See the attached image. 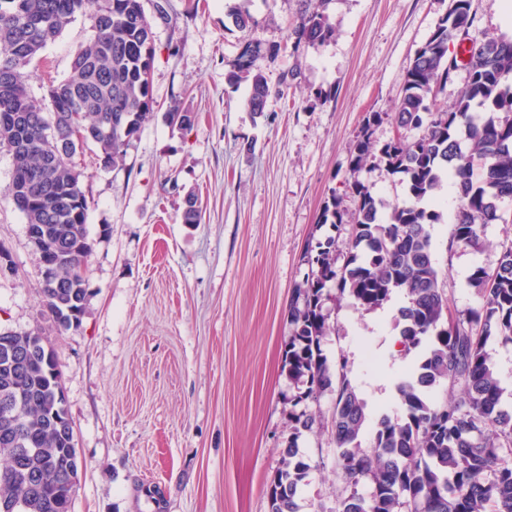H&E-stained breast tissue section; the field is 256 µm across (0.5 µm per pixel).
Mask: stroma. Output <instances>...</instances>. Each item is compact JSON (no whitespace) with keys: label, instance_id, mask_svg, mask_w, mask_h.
Instances as JSON below:
<instances>
[{"label":"stroma","instance_id":"35a3bbf8","mask_svg":"<svg viewBox=\"0 0 512 512\" xmlns=\"http://www.w3.org/2000/svg\"><path fill=\"white\" fill-rule=\"evenodd\" d=\"M143 0L153 20L154 116L122 162L105 167L84 151L89 297L79 327L61 330L43 307L38 260L23 214L7 199L12 160L0 149V331L41 328L62 372L81 471L72 512H269L265 484L282 465L290 382L282 355L288 307L303 278L309 244L332 234L318 223L325 201L355 209L344 183L358 177L373 194L403 203L407 187L380 155L351 173L353 140L369 113L375 144L396 132L389 114L402 96L415 52L449 0ZM318 8L335 34L292 52L299 14ZM255 23L235 27L231 9ZM93 35L79 13L30 66L29 89L47 99ZM260 45L252 73L286 86L264 112L243 102L249 80L226 74L244 43ZM193 127H171L173 107ZM201 209L182 221L187 195ZM485 225L482 249L449 247L452 223L430 227L435 266L451 306L479 308L468 284L493 270L512 245V199ZM331 333L323 348L343 357L373 414L402 417L385 397L414 355L392 354L387 309L365 311L345 295L324 306ZM299 452L312 466L300 512H336L342 491L330 432Z\"/></svg>","mask_w":512,"mask_h":512}]
</instances>
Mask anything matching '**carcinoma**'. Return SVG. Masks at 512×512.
Here are the masks:
<instances>
[{
    "mask_svg": "<svg viewBox=\"0 0 512 512\" xmlns=\"http://www.w3.org/2000/svg\"><path fill=\"white\" fill-rule=\"evenodd\" d=\"M89 12L94 34L73 58L70 74L48 91L56 111L29 91L30 65L78 13ZM475 16L470 0H449L448 12L418 49L407 69L403 94L389 114L399 130L416 132L384 143L379 153L387 170L403 176L408 200L391 204L354 178L345 182L355 202L349 256L336 266V237L308 246V270L295 288L288 318L293 326L282 369L294 392L288 396V441L283 464L267 484L269 512H298L296 496L312 466L298 454L299 440L323 428L308 412L328 387L336 400L329 427L337 450V477L344 497L341 512H512V406L489 352L494 341L512 343V245L497 267L477 268L468 284L482 299L466 314L449 305L433 261L429 226L442 215L429 207L450 181L459 207L448 249L481 247V227L501 219V202L512 198V39L480 40L471 34ZM334 34L327 16L307 10L290 33L292 49L314 47ZM465 50L467 82L453 105L435 107L458 69L448 43ZM260 46L247 43L231 64L228 80L250 75ZM155 56L154 33L142 0H0V70L12 76L0 89V147L12 156L11 183L29 200L17 209L35 227L48 251L36 257L54 265L55 281L42 288L46 312L61 329L85 313L88 280L75 275L91 252L86 232L88 199L84 175L73 157L94 148L113 165L126 155L153 110L146 72ZM252 76V75H250ZM260 74L252 76L247 105L265 110L268 99L284 95ZM170 124L193 125L179 107L167 113ZM365 118L350 151V168L359 172L375 148ZM487 160L474 175V159ZM39 173V182L30 175ZM318 223L340 232L344 210L331 195ZM349 293L366 311L394 297L400 345L415 351V372L397 386L406 407L403 421L380 417L369 446L362 430L366 405L348 378L346 364L332 362L322 348L330 325L323 313L331 289ZM26 349L29 332H0V343ZM52 365L42 359L0 361V474L17 468L35 481L26 487L0 478V506L23 498L22 512H71L72 487L66 471L73 440L61 429L67 415L57 398ZM26 399L20 413L5 408L15 388ZM446 400L431 399L437 389ZM369 483L365 497L359 487Z\"/></svg>",
    "mask_w": 512,
    "mask_h": 512,
    "instance_id": "carcinoma-1",
    "label": "carcinoma"
}]
</instances>
